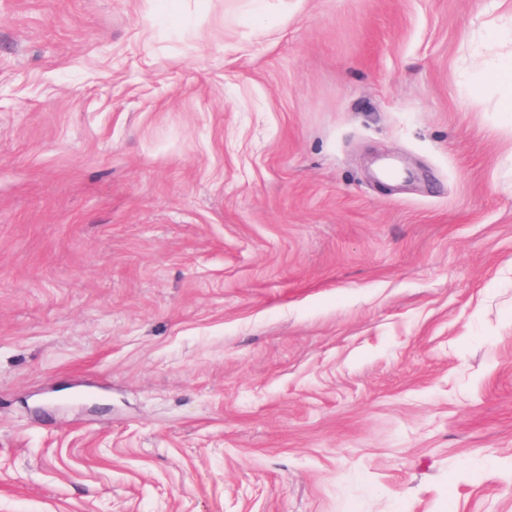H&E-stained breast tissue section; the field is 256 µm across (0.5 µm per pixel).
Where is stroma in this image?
Returning a JSON list of instances; mask_svg holds the SVG:
<instances>
[{
  "label": "stroma",
  "instance_id": "obj_1",
  "mask_svg": "<svg viewBox=\"0 0 512 512\" xmlns=\"http://www.w3.org/2000/svg\"><path fill=\"white\" fill-rule=\"evenodd\" d=\"M512 0H0V512H512ZM472 67L478 76L490 75L493 77H502L501 90L505 101H511L512 81L509 78L512 73V53L502 54L491 60L476 57L472 61Z\"/></svg>",
  "mask_w": 512,
  "mask_h": 512
}]
</instances>
